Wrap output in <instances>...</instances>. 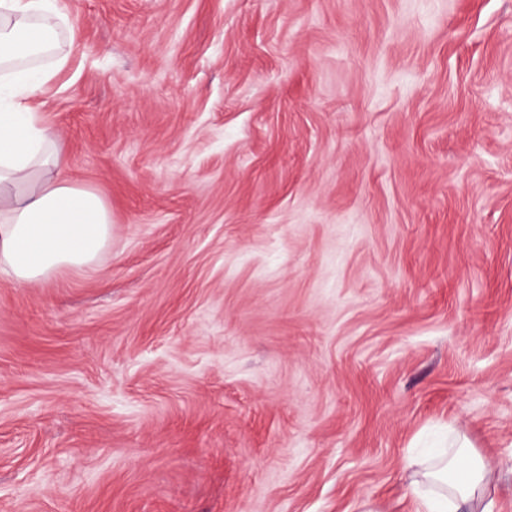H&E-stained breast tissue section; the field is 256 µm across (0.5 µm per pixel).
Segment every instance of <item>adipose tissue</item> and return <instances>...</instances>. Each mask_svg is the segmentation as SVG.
Returning <instances> with one entry per match:
<instances>
[{"label":"adipose tissue","mask_w":512,"mask_h":512,"mask_svg":"<svg viewBox=\"0 0 512 512\" xmlns=\"http://www.w3.org/2000/svg\"><path fill=\"white\" fill-rule=\"evenodd\" d=\"M59 0H0V273L20 287L65 269L92 267L112 243V213L93 189L73 182L41 113L29 100L67 63ZM467 440L438 450L408 490L420 512H458L490 480Z\"/></svg>","instance_id":"adipose-tissue-1"}]
</instances>
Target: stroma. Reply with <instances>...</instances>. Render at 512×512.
Listing matches in <instances>:
<instances>
[{"mask_svg":"<svg viewBox=\"0 0 512 512\" xmlns=\"http://www.w3.org/2000/svg\"><path fill=\"white\" fill-rule=\"evenodd\" d=\"M59 5L112 244L0 275V512H512V0ZM452 448L438 450L415 478L408 490L420 501L418 512H458L461 504H471L490 480V470L466 440H457ZM456 448V449H455ZM425 484L436 490H426Z\"/></svg>","mask_w":512,"mask_h":512,"instance_id":"stroma-1","label":"stroma"}]
</instances>
